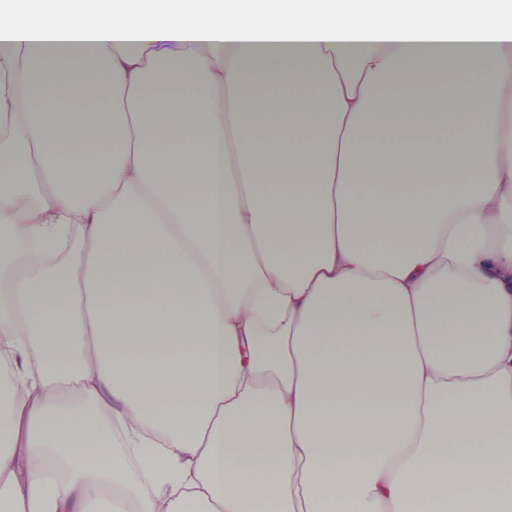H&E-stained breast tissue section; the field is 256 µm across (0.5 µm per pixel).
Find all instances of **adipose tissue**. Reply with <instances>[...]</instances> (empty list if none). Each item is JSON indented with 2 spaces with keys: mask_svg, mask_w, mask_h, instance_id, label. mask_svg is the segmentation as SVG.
<instances>
[{
  "mask_svg": "<svg viewBox=\"0 0 512 512\" xmlns=\"http://www.w3.org/2000/svg\"><path fill=\"white\" fill-rule=\"evenodd\" d=\"M367 2L0 5V512H512V11Z\"/></svg>",
  "mask_w": 512,
  "mask_h": 512,
  "instance_id": "adipose-tissue-1",
  "label": "adipose tissue"
}]
</instances>
